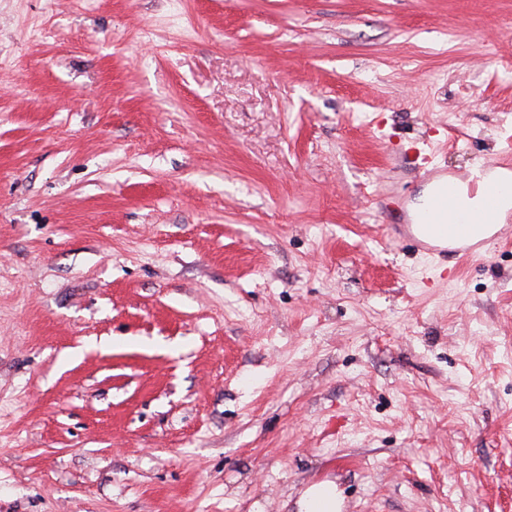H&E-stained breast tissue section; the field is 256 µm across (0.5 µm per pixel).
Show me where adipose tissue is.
<instances>
[{
    "label": "adipose tissue",
    "mask_w": 512,
    "mask_h": 512,
    "mask_svg": "<svg viewBox=\"0 0 512 512\" xmlns=\"http://www.w3.org/2000/svg\"><path fill=\"white\" fill-rule=\"evenodd\" d=\"M488 182L494 183L499 195L494 207H487L483 192H468L467 188L454 186L453 196L457 212L468 218L465 227L468 241L478 242L490 238L503 223L508 213L512 212V175L504 171L487 174Z\"/></svg>",
    "instance_id": "ef3b65f1"
}]
</instances>
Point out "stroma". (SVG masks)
<instances>
[{
  "label": "stroma",
  "instance_id": "obj_1",
  "mask_svg": "<svg viewBox=\"0 0 512 512\" xmlns=\"http://www.w3.org/2000/svg\"><path fill=\"white\" fill-rule=\"evenodd\" d=\"M512 0H0V512H512ZM484 181L498 186H489L486 190L490 203L499 195L496 205L488 208L481 187L471 195L466 187L448 181L436 197L435 203L415 224H391L392 233L400 241L406 242L421 254L433 261L448 262V240L461 235V228L466 224L465 231L468 242H478L490 238L502 224L512 209V176L504 171H493L484 176ZM453 188L454 203L457 212L464 218H471L473 224L464 223L457 216L452 205ZM410 226L411 229H405ZM300 512H341L342 501L336 485L323 481L308 488L299 501Z\"/></svg>",
  "mask_w": 512,
  "mask_h": 512
}]
</instances>
